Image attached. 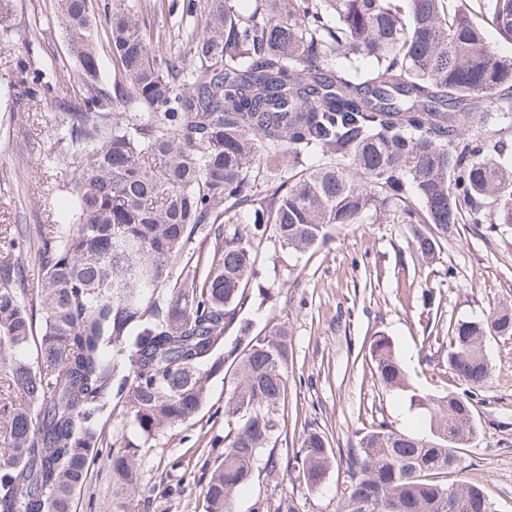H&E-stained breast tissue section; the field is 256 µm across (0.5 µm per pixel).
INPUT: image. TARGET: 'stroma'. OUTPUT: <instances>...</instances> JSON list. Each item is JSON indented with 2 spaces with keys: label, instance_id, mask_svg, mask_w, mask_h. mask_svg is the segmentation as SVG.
<instances>
[{
  "label": "stroma",
  "instance_id": "35a3bbf8",
  "mask_svg": "<svg viewBox=\"0 0 512 512\" xmlns=\"http://www.w3.org/2000/svg\"><path fill=\"white\" fill-rule=\"evenodd\" d=\"M56 0H13L0 27V225L66 223L72 218L65 185L70 171L48 167L49 201L28 193L20 177L59 153L55 121L64 104L80 98L66 41L56 22ZM40 76L48 96L27 100L22 78ZM258 283L242 318L255 329L287 326L293 359L284 433L274 452L287 459L305 426L320 428L345 457L361 433L386 422L417 427L422 412L408 394L384 390L368 359L372 336H388L423 397L462 392L448 367V326L512 307V224L487 229L462 224L432 262L413 254L408 225L365 220L340 224L326 244L296 254L272 239L258 249ZM493 379L475 405L477 435L462 448L464 479L482 486L497 512H512V340L487 337ZM227 382L216 374L194 420L140 448L136 462L154 493L143 512H204L199 477L224 452ZM345 476L337 464L320 490L308 491L286 472L259 469L237 499L236 512H276L293 499L295 512H337ZM75 512H115L112 477L104 461L91 465Z\"/></svg>",
  "mask_w": 512,
  "mask_h": 512
}]
</instances>
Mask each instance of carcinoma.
Masks as SVG:
<instances>
[{
	"mask_svg": "<svg viewBox=\"0 0 512 512\" xmlns=\"http://www.w3.org/2000/svg\"><path fill=\"white\" fill-rule=\"evenodd\" d=\"M57 11L85 90L61 113L52 160L73 169V222L36 225L32 252L0 230V512H74L121 406L137 440L107 455L113 505L138 512V448L192 420L221 371L233 376L224 454L200 481L204 512H235L261 457L279 469L266 449L292 359L287 330L240 318L254 242L272 234L305 253L375 217L409 225L429 261L458 224H512V55L484 35L490 23L512 41V0H188L183 52L145 20L172 11L167 0ZM228 224L251 225L252 240ZM487 335L512 340V311L448 325V366L467 392L411 395L422 432L382 421L361 435L341 512H496L458 479L492 380ZM368 356L380 386L411 390L389 337H372ZM335 460L307 428L286 468L316 491ZM102 68V81L101 87L107 91L112 92V55L108 45L107 34L104 29H99L96 34Z\"/></svg>",
	"mask_w": 512,
	"mask_h": 512,
	"instance_id": "carcinoma-1",
	"label": "carcinoma"
}]
</instances>
